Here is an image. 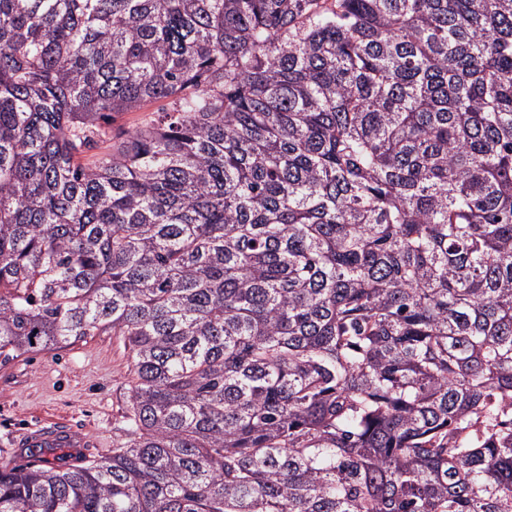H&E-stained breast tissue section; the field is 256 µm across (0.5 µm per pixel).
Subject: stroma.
<instances>
[{"label":"stroma","instance_id":"1","mask_svg":"<svg viewBox=\"0 0 512 512\" xmlns=\"http://www.w3.org/2000/svg\"><path fill=\"white\" fill-rule=\"evenodd\" d=\"M130 362L124 338L112 335L0 362V460L26 463L22 439L42 416L86 432V459L111 456L125 441Z\"/></svg>","mask_w":512,"mask_h":512}]
</instances>
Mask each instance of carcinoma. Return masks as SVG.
Listing matches in <instances>:
<instances>
[{"label": "carcinoma", "instance_id": "cac0c4a2", "mask_svg": "<svg viewBox=\"0 0 512 512\" xmlns=\"http://www.w3.org/2000/svg\"><path fill=\"white\" fill-rule=\"evenodd\" d=\"M105 333L0 512H512V0H0V358ZM169 108L168 101H158L149 104L144 110L139 112H123L112 115V120L109 121L107 128L111 137L118 141L123 132L133 126H136L153 116V112L162 111ZM0 362V460L23 464L30 452L54 448L57 464L112 456L126 441L131 352L122 336H94L51 350ZM40 416L75 430L45 426L22 439ZM82 449L85 453L82 452Z\"/></svg>", "mask_w": 512, "mask_h": 512}]
</instances>
